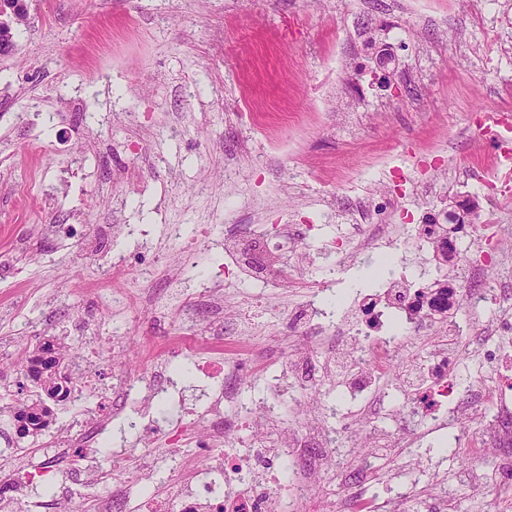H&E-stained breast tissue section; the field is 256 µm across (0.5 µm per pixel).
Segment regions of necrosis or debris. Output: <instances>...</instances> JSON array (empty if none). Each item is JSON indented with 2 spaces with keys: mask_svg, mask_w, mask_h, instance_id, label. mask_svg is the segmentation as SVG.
Returning a JSON list of instances; mask_svg holds the SVG:
<instances>
[{
  "mask_svg": "<svg viewBox=\"0 0 512 512\" xmlns=\"http://www.w3.org/2000/svg\"><path fill=\"white\" fill-rule=\"evenodd\" d=\"M477 226V225H476ZM476 226L449 223L446 213H435L429 223L391 239L392 246H411L426 252L441 268L436 287L419 285L399 274L375 293L363 296L359 307L364 327L324 324L319 299L290 312V339L296 345L278 359L279 371L270 377L269 397L245 412L241 394L252 381L249 361L233 343L247 335L242 318L231 319L216 332L206 313L212 291H193L182 278L172 277L164 296L154 298L153 310L175 316L171 343L158 352L148 368L113 367L105 382L87 385L62 375L59 403L69 415L62 438L48 440L35 453L0 452L13 481L0 491V512H287L314 494L315 480L329 473L335 450L330 440L335 428L326 426L324 404L313 393L331 394L335 383L337 342H345L353 373L345 388L357 414L376 409L382 390L380 368L396 357L407 337L441 334L443 349L427 356L419 366L425 384L412 395L418 421L395 440L374 431L375 447L394 446L410 455L428 437L470 423L481 447L500 448L498 464L471 468L460 479L484 491L500 486L512 471V388L502 387L491 403V419L476 415L470 402V379L454 372L452 362L472 334L475 314L497 299L495 283L478 274L494 264L488 252L469 257L468 241ZM227 266L252 282L256 296H266L306 269L303 259H292L273 275L258 274L241 251L240 236L224 237ZM463 258L477 275L467 281L445 275L447 259ZM101 269L117 272L137 268L143 279L160 273L161 259L151 240H142L132 252L98 253ZM196 359L199 376L219 383L220 390L206 394L187 418L176 424L158 423L152 414L154 400L175 398L179 389L171 365L185 356ZM120 418L135 434L139 450L132 455L120 487H112V470L97 447L110 419ZM294 421L283 433L286 421ZM247 423L248 437L239 434ZM206 457V467H194L188 452ZM56 461L59 484L82 481L79 497L58 495L45 499L28 491V480L39 471L40 458Z\"/></svg>",
  "mask_w": 512,
  "mask_h": 512,
  "instance_id": "1",
  "label": "necrosis or debris"
}]
</instances>
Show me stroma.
Segmentation results:
<instances>
[{"instance_id": "stroma-1", "label": "stroma", "mask_w": 512, "mask_h": 512, "mask_svg": "<svg viewBox=\"0 0 512 512\" xmlns=\"http://www.w3.org/2000/svg\"><path fill=\"white\" fill-rule=\"evenodd\" d=\"M27 21L0 54V345L32 351L51 339L83 343L72 324L94 321L98 347L122 365L145 358L139 339L165 335L166 316L129 325L107 312L106 292L168 288L180 273L179 244L224 262V234L238 225L307 224L311 264L303 278L246 305L247 281L224 295L245 304L261 331L301 307L316 284L346 294L355 317L356 283L378 249L342 237L358 213L388 197L389 223H423L428 213L493 212L481 232L501 266L489 268L512 292V197L488 189L493 151L474 124L481 109H512L499 80L512 74V0H22ZM394 50L389 87H380L368 41ZM77 97L80 107L67 106ZM259 127L241 123V105ZM135 169L114 183L116 166ZM89 233L133 224L156 244L165 274L136 270L99 288L85 242L46 234L59 215ZM180 226L181 240L170 238ZM335 247H326V240ZM66 299H59L60 287ZM493 323L481 318L459 369L484 388L512 376V344L498 367L476 356ZM423 465L372 445L367 425L338 437L336 472L317 498L338 501L370 468L369 496L399 480L455 483L486 450L470 435L445 450L442 437L419 449Z\"/></svg>"}]
</instances>
